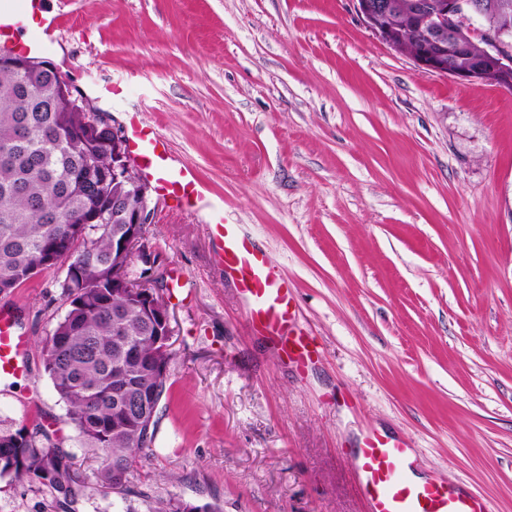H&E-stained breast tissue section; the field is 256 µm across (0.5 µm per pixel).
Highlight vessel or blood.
I'll use <instances>...</instances> for the list:
<instances>
[{
	"instance_id": "1",
	"label": "vessel or blood",
	"mask_w": 512,
	"mask_h": 512,
	"mask_svg": "<svg viewBox=\"0 0 512 512\" xmlns=\"http://www.w3.org/2000/svg\"><path fill=\"white\" fill-rule=\"evenodd\" d=\"M60 24L47 0H0V50L41 59L54 46ZM84 91L107 105L124 94L123 86L95 79ZM126 124L130 159L150 190L170 212L194 215L205 224L221 271L247 304L250 331L297 373L308 371L320 352L311 336L295 328L293 288L283 272L252 238L226 221L223 207L157 127L135 112L127 113ZM28 346L15 316L0 311V378L26 377ZM410 457L402 439L373 431L364 435L354 451V470L365 512H490L484 499L462 486L415 481Z\"/></svg>"
}]
</instances>
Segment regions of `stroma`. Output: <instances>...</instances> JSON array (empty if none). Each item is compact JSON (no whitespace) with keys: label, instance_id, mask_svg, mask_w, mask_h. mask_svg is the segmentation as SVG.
<instances>
[{"label":"stroma","instance_id":"35a3bbf8","mask_svg":"<svg viewBox=\"0 0 512 512\" xmlns=\"http://www.w3.org/2000/svg\"><path fill=\"white\" fill-rule=\"evenodd\" d=\"M50 58L76 86L122 84L139 112L264 246L320 344L303 375L246 323L205 226L156 207L172 357L152 455L97 485L44 371L62 273L0 297L30 377L0 384V428L54 433L83 482L63 510L0 479V512H365L352 464L367 431L406 439L427 478L512 512V92L443 78L390 48L351 0H51ZM187 502L191 501L171 498L168 500H158L151 512H181L183 505L187 504ZM191 509L192 512H221L220 506L212 502H191Z\"/></svg>","mask_w":512,"mask_h":512}]
</instances>
